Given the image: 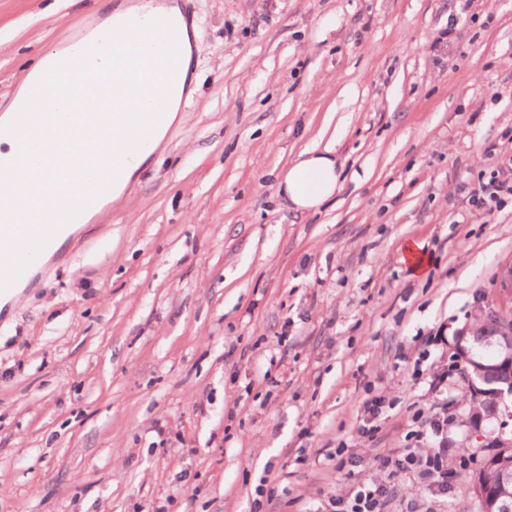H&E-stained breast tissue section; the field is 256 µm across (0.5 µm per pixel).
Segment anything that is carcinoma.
Returning a JSON list of instances; mask_svg holds the SVG:
<instances>
[{
    "label": "carcinoma",
    "mask_w": 512,
    "mask_h": 512,
    "mask_svg": "<svg viewBox=\"0 0 512 512\" xmlns=\"http://www.w3.org/2000/svg\"><path fill=\"white\" fill-rule=\"evenodd\" d=\"M456 357L465 364V381L474 394L469 422L478 424L500 414L504 399L512 396V317L491 311L470 332L458 338ZM512 472V437L496 439L472 476L479 512H503L512 505V484L501 481Z\"/></svg>",
    "instance_id": "carcinoma-1"
}]
</instances>
